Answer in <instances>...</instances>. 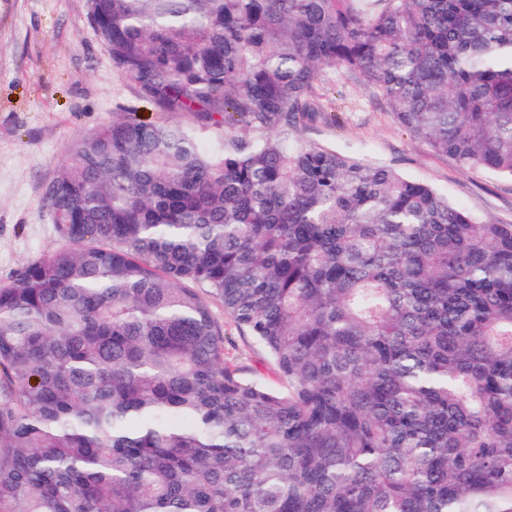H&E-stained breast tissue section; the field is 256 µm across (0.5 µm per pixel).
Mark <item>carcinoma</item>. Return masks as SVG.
<instances>
[{
    "label": "carcinoma",
    "instance_id": "1",
    "mask_svg": "<svg viewBox=\"0 0 512 512\" xmlns=\"http://www.w3.org/2000/svg\"><path fill=\"white\" fill-rule=\"evenodd\" d=\"M134 108L0 284V512H512V224L291 140L336 73L512 177V0H85ZM271 357L226 360L208 298Z\"/></svg>",
    "mask_w": 512,
    "mask_h": 512
}]
</instances>
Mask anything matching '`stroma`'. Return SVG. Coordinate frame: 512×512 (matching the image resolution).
I'll return each mask as SVG.
<instances>
[{"label":"stroma","mask_w":512,"mask_h":512,"mask_svg":"<svg viewBox=\"0 0 512 512\" xmlns=\"http://www.w3.org/2000/svg\"><path fill=\"white\" fill-rule=\"evenodd\" d=\"M316 94L326 111L299 128L298 137L391 167L466 211L512 224V179L434 153L364 89L325 79ZM128 107L145 120L159 117L113 69L85 0H0V284L60 246L41 205L42 189L76 139ZM224 331L230 361L287 391V381L251 337L229 320Z\"/></svg>","instance_id":"stroma-1"}]
</instances>
